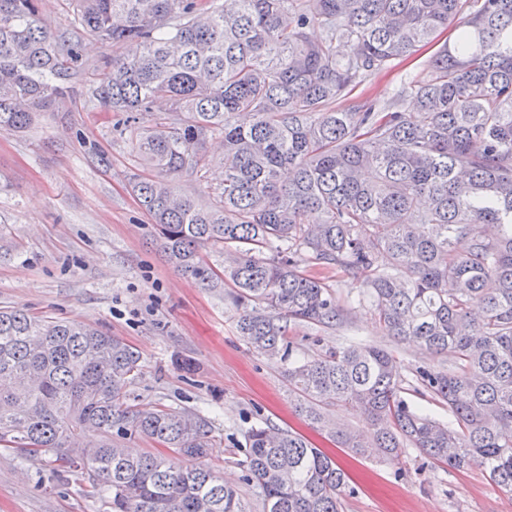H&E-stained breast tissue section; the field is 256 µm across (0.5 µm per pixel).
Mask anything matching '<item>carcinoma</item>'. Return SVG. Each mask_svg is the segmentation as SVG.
Segmentation results:
<instances>
[{
	"mask_svg": "<svg viewBox=\"0 0 512 512\" xmlns=\"http://www.w3.org/2000/svg\"><path fill=\"white\" fill-rule=\"evenodd\" d=\"M76 28L112 44L102 107L152 123L132 151L155 175L130 179L168 260L207 287L202 250L224 248L245 344L287 362L294 412L354 455L481 466L512 492V0H70ZM322 30L319 40L310 37ZM458 31L426 76L390 103L335 107L441 29ZM70 41L39 0H0V131L22 132L72 94ZM220 136L224 184L181 193ZM360 281L386 335L451 355L416 382L453 416L411 406L394 354L351 343L299 357L288 324L332 327L344 308L300 269ZM140 355L78 323L0 308V444L84 475L112 512H247L211 470L132 452L134 434L199 460L210 422L140 407ZM368 417L344 429L331 410ZM262 512H340L353 492L336 460L300 433L251 427L239 461Z\"/></svg>",
	"mask_w": 512,
	"mask_h": 512,
	"instance_id": "carcinoma-1",
	"label": "carcinoma"
}]
</instances>
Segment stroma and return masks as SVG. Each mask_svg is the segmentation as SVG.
Segmentation results:
<instances>
[{
  "mask_svg": "<svg viewBox=\"0 0 512 512\" xmlns=\"http://www.w3.org/2000/svg\"><path fill=\"white\" fill-rule=\"evenodd\" d=\"M40 9L54 34L75 48L77 94L25 132H0V307L123 337L141 356L131 387L137 403L208 417L216 444L203 463L240 486L247 512L261 506L235 461L248 429L265 423L307 433L348 471L355 492L344 512H512V493L491 484L480 466L452 473L430 466L420 475L418 450H409L403 465L379 463L307 431L292 411L283 363L238 338L228 287H204L166 261L128 184L136 170L133 124L92 95L111 68V44L74 27L69 0H40ZM433 54L425 47L366 78L355 96L391 100L402 74L423 77ZM288 338L311 355L351 341L378 344L409 376L453 362L384 336L366 303L349 307L332 328L290 324ZM182 359L191 370L179 367ZM84 489L81 475L59 480L46 458L0 448V512H111L107 497Z\"/></svg>",
  "mask_w": 512,
  "mask_h": 512,
  "instance_id": "obj_1",
  "label": "stroma"
}]
</instances>
